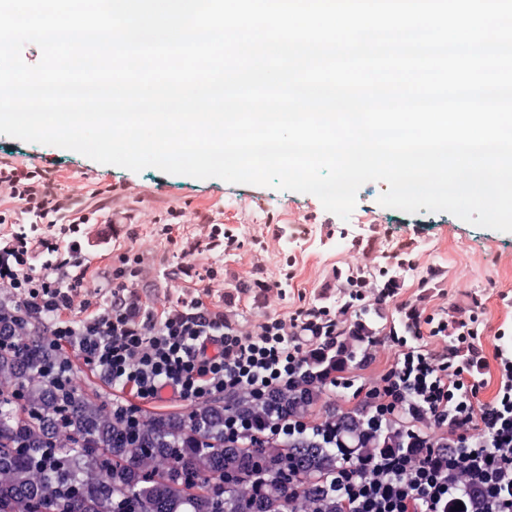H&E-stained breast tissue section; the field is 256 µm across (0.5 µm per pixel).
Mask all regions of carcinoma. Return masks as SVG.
Segmentation results:
<instances>
[{
	"mask_svg": "<svg viewBox=\"0 0 512 512\" xmlns=\"http://www.w3.org/2000/svg\"><path fill=\"white\" fill-rule=\"evenodd\" d=\"M409 266L401 253L346 272L340 313L349 330L308 351L296 386L272 391L269 400L286 416L308 419L326 376L378 342L372 310L358 307L357 297L395 287ZM59 358L44 323L1 294L0 512H341L327 481L342 458L388 450L416 456L423 447L402 426L368 425L364 409L338 411L286 440L229 443L225 410L265 416L263 403L244 391L184 413L141 414L131 429L112 404L46 375Z\"/></svg>",
	"mask_w": 512,
	"mask_h": 512,
	"instance_id": "1",
	"label": "carcinoma"
}]
</instances>
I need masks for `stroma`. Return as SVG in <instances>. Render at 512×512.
Instances as JSON below:
<instances>
[{
  "instance_id": "stroma-1",
  "label": "stroma",
  "mask_w": 512,
  "mask_h": 512,
  "mask_svg": "<svg viewBox=\"0 0 512 512\" xmlns=\"http://www.w3.org/2000/svg\"><path fill=\"white\" fill-rule=\"evenodd\" d=\"M54 159L58 183L86 204L103 208L109 224L85 227L90 244L87 287H101L122 255L138 256L140 273L134 288L143 302L167 311L181 292L207 294L211 311L229 315L233 327L256 331L270 316L289 318L304 302L340 304L342 276L352 265L370 266L383 254L405 250L411 270L399 279L398 293L376 305L378 326L398 320L408 304L421 315L449 323L478 314L477 335L486 354H493L498 329H512V233L480 228L455 216L419 209L408 214L379 204L387 183L371 181L357 193L348 220L324 210L310 194L257 185H235L217 178L169 175L155 168L135 173L99 164L76 152L0 135V157ZM130 184L124 192L122 184ZM203 215V224H173L171 211ZM160 224L144 223V215ZM173 224L177 245H170L161 224ZM224 225L235 246L224 252L195 249L211 224ZM215 278H206L207 270ZM279 274L283 288L265 296L239 293L235 285ZM398 347L391 338L368 349V361L352 359L343 377L348 389L329 390L311 419L325 421L329 410L360 407L355 385L376 379L394 363Z\"/></svg>"
}]
</instances>
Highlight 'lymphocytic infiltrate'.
Instances as JSON below:
<instances>
[{"instance_id": "obj_1", "label": "lymphocytic infiltrate", "mask_w": 512, "mask_h": 512, "mask_svg": "<svg viewBox=\"0 0 512 512\" xmlns=\"http://www.w3.org/2000/svg\"><path fill=\"white\" fill-rule=\"evenodd\" d=\"M101 221L98 210L61 191L51 167L0 160V224L16 227L0 236V290L43 319L56 348L78 351L119 392L151 401L168 390L197 405L245 389L259 400L296 385L307 349L336 333L335 311L311 303L290 320L270 317L244 335L226 327L199 295L179 296L174 314L143 306L133 321L125 298L129 256L113 267L106 287L85 286L83 227ZM444 335L447 353L425 350L426 338ZM475 338L471 331L449 334L447 320L417 318L413 345L366 386L364 401L374 410L373 425L428 420L455 434V446L442 461L431 448L418 458L385 452L368 462L365 475L343 459L330 481L342 512H452L458 504L462 512H512V346L496 345L497 389L483 403L482 381L457 360L464 344L472 365L484 364ZM308 428L274 407L259 421L224 417L228 441L279 439Z\"/></svg>"}]
</instances>
